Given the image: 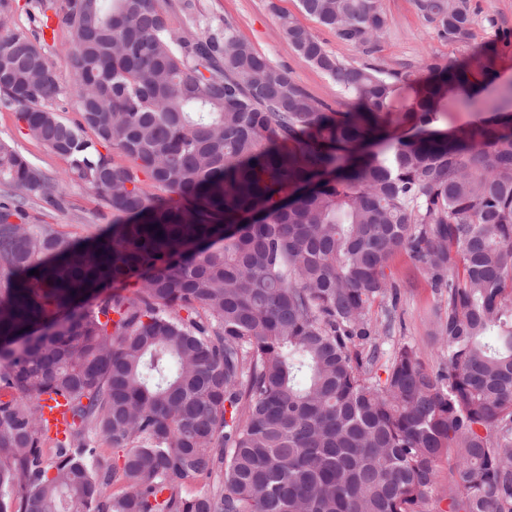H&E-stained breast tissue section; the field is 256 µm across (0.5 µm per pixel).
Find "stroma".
<instances>
[{
	"label": "stroma",
	"mask_w": 512,
	"mask_h": 512,
	"mask_svg": "<svg viewBox=\"0 0 512 512\" xmlns=\"http://www.w3.org/2000/svg\"><path fill=\"white\" fill-rule=\"evenodd\" d=\"M478 9L476 22L469 39L448 43L434 37L428 25L418 15L414 0H380L390 26L376 51L364 55L348 46L323 27L315 32L327 49L350 61H369L388 69H415L423 64H446L451 60L467 61L471 69H479L492 62L495 78L484 85L480 93L467 103L450 104L439 113L435 128L464 130L490 116L504 87L512 85V0H471ZM298 14L297 0H188L169 13V23L178 31L198 35L223 30L232 23L238 35L253 44L272 64L285 71L289 78L309 94L326 102L332 109L343 107V99L336 85L326 75L304 62L284 41L280 29V13ZM489 45L492 57L479 54V47ZM72 48L69 33H58L43 45L46 55L56 63L61 92L48 99L47 108L63 112L71 120L77 119L73 89L75 75L67 64ZM0 138L10 141L33 165L64 192L67 206L58 211L41 200H26L25 208L65 236L76 239L94 236L112 224V212L107 204L81 183L69 170L66 160L32 139L17 119L14 111L0 107ZM390 270L398 284V300L378 301L370 309V317L377 325H384L386 309L394 311L391 332L377 340L382 352H389L400 343L419 347L423 362L433 370L439 369L440 348L428 333L436 313L442 309L440 296L433 288L429 275L416 267L405 251H397L390 260Z\"/></svg>",
	"instance_id": "stroma-1"
}]
</instances>
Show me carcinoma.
<instances>
[{
  "label": "carcinoma",
  "mask_w": 512,
  "mask_h": 512,
  "mask_svg": "<svg viewBox=\"0 0 512 512\" xmlns=\"http://www.w3.org/2000/svg\"><path fill=\"white\" fill-rule=\"evenodd\" d=\"M298 3L366 54L389 25L377 0ZM416 6L439 39L470 36L469 0ZM169 7L39 0L40 29L73 39L76 122L44 106L42 47L0 34V103L112 209L83 239L39 222L25 198L66 200L0 139V512H512V86L491 121L440 135L492 63H352L280 15L335 112L231 24L180 33ZM397 250L445 304L438 372L411 343L376 369L369 312L397 293Z\"/></svg>",
  "instance_id": "carcinoma-1"
}]
</instances>
